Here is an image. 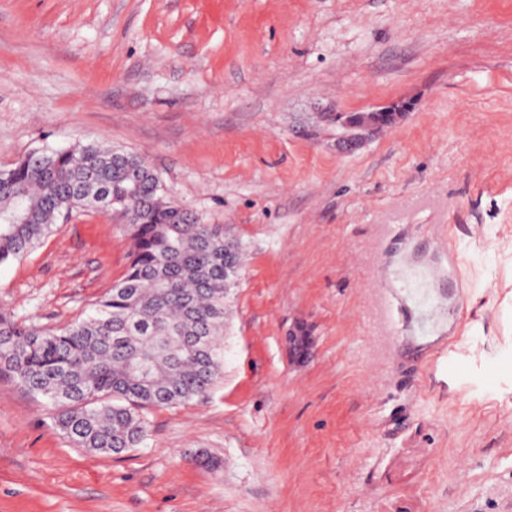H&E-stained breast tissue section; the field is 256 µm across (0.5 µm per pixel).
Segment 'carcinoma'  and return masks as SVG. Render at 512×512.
<instances>
[{
	"instance_id": "carcinoma-1",
	"label": "carcinoma",
	"mask_w": 512,
	"mask_h": 512,
	"mask_svg": "<svg viewBox=\"0 0 512 512\" xmlns=\"http://www.w3.org/2000/svg\"><path fill=\"white\" fill-rule=\"evenodd\" d=\"M102 204L125 219L127 272L57 331L0 314V367L46 400L73 445L112 454L146 440L143 410L185 404L223 376L226 299L245 255L224 226L168 199L144 158L79 143L37 150L0 176V264Z\"/></svg>"
}]
</instances>
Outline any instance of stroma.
<instances>
[{"mask_svg":"<svg viewBox=\"0 0 512 512\" xmlns=\"http://www.w3.org/2000/svg\"><path fill=\"white\" fill-rule=\"evenodd\" d=\"M78 142L245 249L224 373L101 455L0 370V512H512V0H0V168ZM124 224L73 212L0 265V314L86 317ZM430 270L448 309L407 319Z\"/></svg>","mask_w":512,"mask_h":512,"instance_id":"35a3bbf8","label":"stroma"}]
</instances>
